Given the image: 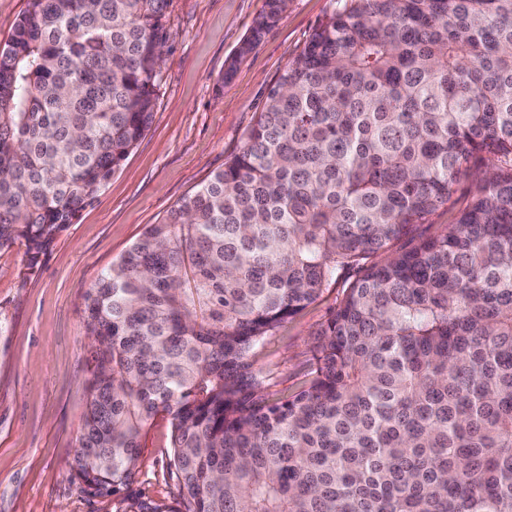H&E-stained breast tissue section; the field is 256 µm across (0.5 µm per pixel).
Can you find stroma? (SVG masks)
<instances>
[{
  "label": "stroma",
  "mask_w": 512,
  "mask_h": 512,
  "mask_svg": "<svg viewBox=\"0 0 512 512\" xmlns=\"http://www.w3.org/2000/svg\"><path fill=\"white\" fill-rule=\"evenodd\" d=\"M265 0H171L172 34L152 123L108 184L37 257L0 250V512H126L130 499L174 504L171 426L157 416L141 438L127 496L92 497L72 476L86 386L94 367L84 295L151 224L162 222L237 152L263 112L269 88L303 47L334 0H289L277 25L241 58L225 62L249 35ZM473 160L451 204L411 240L441 234L480 185ZM342 297L329 288L254 350L255 372L292 394L307 380L316 333Z\"/></svg>",
  "instance_id": "obj_1"
}]
</instances>
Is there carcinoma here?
Instances as JSON below:
<instances>
[{"label":"carcinoma","instance_id":"1","mask_svg":"<svg viewBox=\"0 0 512 512\" xmlns=\"http://www.w3.org/2000/svg\"><path fill=\"white\" fill-rule=\"evenodd\" d=\"M169 3L30 0L0 48V250H46L144 137ZM286 8L266 0L225 78ZM474 158L455 222L391 251ZM340 282L309 381L269 392L253 351ZM85 323L91 496L133 482L164 414L175 512H512V0H335Z\"/></svg>","mask_w":512,"mask_h":512}]
</instances>
